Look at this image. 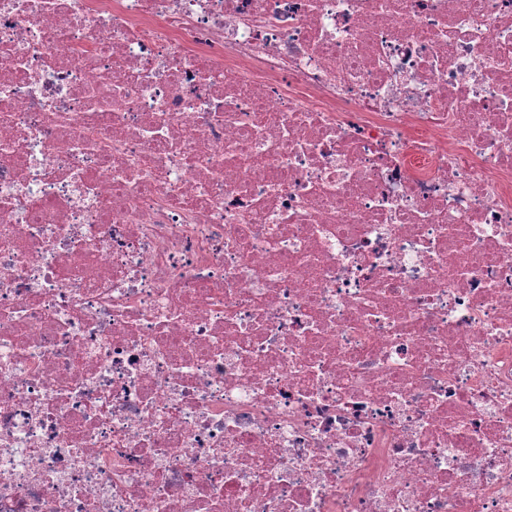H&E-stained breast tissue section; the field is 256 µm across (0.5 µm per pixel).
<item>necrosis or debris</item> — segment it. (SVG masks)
I'll return each mask as SVG.
<instances>
[{"mask_svg":"<svg viewBox=\"0 0 512 512\" xmlns=\"http://www.w3.org/2000/svg\"><path fill=\"white\" fill-rule=\"evenodd\" d=\"M0 512H512V0H0Z\"/></svg>","mask_w":512,"mask_h":512,"instance_id":"1","label":"necrosis or debris"}]
</instances>
